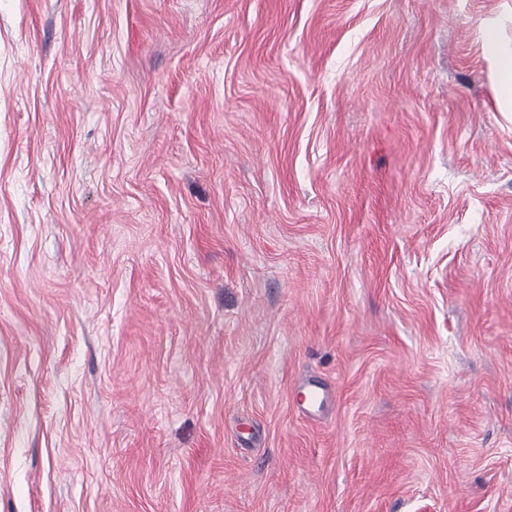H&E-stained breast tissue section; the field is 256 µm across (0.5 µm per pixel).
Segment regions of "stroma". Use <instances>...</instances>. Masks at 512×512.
I'll use <instances>...</instances> for the list:
<instances>
[{
	"instance_id": "stroma-1",
	"label": "stroma",
	"mask_w": 512,
	"mask_h": 512,
	"mask_svg": "<svg viewBox=\"0 0 512 512\" xmlns=\"http://www.w3.org/2000/svg\"><path fill=\"white\" fill-rule=\"evenodd\" d=\"M492 26L0 0V512H512Z\"/></svg>"
}]
</instances>
